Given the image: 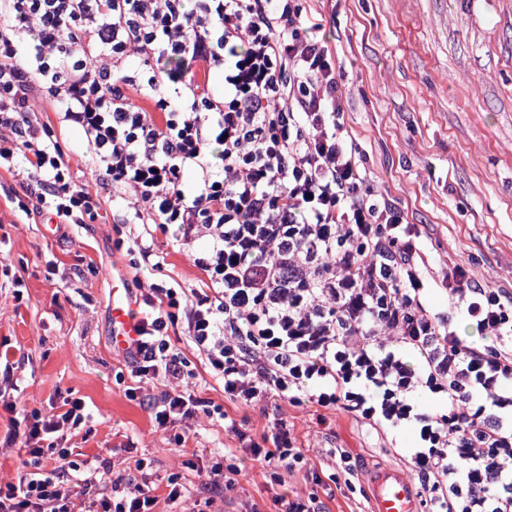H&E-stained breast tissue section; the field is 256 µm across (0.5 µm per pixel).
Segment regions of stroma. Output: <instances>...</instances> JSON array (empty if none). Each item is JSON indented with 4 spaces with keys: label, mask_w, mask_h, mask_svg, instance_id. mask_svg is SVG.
<instances>
[{
    "label": "stroma",
    "mask_w": 512,
    "mask_h": 512,
    "mask_svg": "<svg viewBox=\"0 0 512 512\" xmlns=\"http://www.w3.org/2000/svg\"><path fill=\"white\" fill-rule=\"evenodd\" d=\"M322 25L341 84L345 122L377 188L420 225L433 273L451 265L472 278L512 289V0H298ZM15 170L0 168V353L13 367L0 378V398L50 415L64 398L82 399L89 418L64 446L93 466L113 471L141 459L159 478L201 486L215 463L229 464L234 442L202 417L177 445L155 429L146 405L130 399V369L112 349L113 301L129 299L134 281L173 276L200 287L190 251L155 232L162 269L134 272L124 224L93 221L58 233L48 215L24 213ZM196 393L245 420L262 435L261 409L238 408L185 341ZM308 470L271 482L269 470L241 462L239 484L224 512L259 503L273 512L283 488L311 490V471L325 449L359 460V479L393 463L346 412L316 414L284 406Z\"/></svg>",
    "instance_id": "stroma-1"
}]
</instances>
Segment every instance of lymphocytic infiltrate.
I'll return each mask as SVG.
<instances>
[{
	"mask_svg": "<svg viewBox=\"0 0 512 512\" xmlns=\"http://www.w3.org/2000/svg\"><path fill=\"white\" fill-rule=\"evenodd\" d=\"M320 30L296 0H0V167L17 168L57 226L97 218L102 193L117 191L114 223L157 225L180 250L203 242L192 255L202 287L172 278L133 296L128 395L144 397L157 429L210 411L182 386L180 329L225 400L272 407L258 437L218 414L251 460L303 469L281 405L340 409L408 463L421 512H512V289L459 266L433 278L422 230L370 183ZM40 97L80 132L96 190L74 181L35 114ZM461 319L480 343L459 336ZM154 381L166 389L142 395ZM84 409L72 398L23 415L13 435L32 464L0 484V512H176L188 499L223 512L233 464L201 489L168 477L162 500L140 459L84 477L85 462L46 442L80 429ZM326 456L327 478L277 496V512H323L336 484L355 490L351 455Z\"/></svg>",
	"mask_w": 512,
	"mask_h": 512,
	"instance_id": "lymphocytic-infiltrate-1",
	"label": "lymphocytic infiltrate"
}]
</instances>
